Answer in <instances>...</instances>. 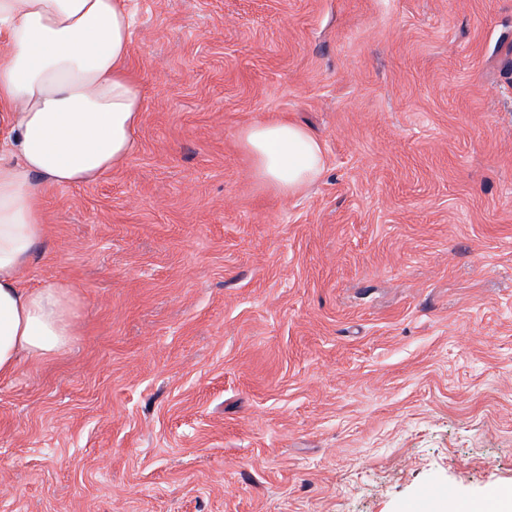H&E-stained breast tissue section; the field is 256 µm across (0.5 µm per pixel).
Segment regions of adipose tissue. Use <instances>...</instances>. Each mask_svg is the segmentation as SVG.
I'll return each instance as SVG.
<instances>
[{
	"instance_id": "1",
	"label": "adipose tissue",
	"mask_w": 512,
	"mask_h": 512,
	"mask_svg": "<svg viewBox=\"0 0 512 512\" xmlns=\"http://www.w3.org/2000/svg\"><path fill=\"white\" fill-rule=\"evenodd\" d=\"M129 0H0V378L70 342L69 287L29 288L46 238L39 186L91 184L136 148L141 87L128 72ZM255 175L282 195L319 180L322 143L305 127H244Z\"/></svg>"
}]
</instances>
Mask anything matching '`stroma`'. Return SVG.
I'll return each instance as SVG.
<instances>
[{"label": "stroma", "mask_w": 512, "mask_h": 512, "mask_svg": "<svg viewBox=\"0 0 512 512\" xmlns=\"http://www.w3.org/2000/svg\"><path fill=\"white\" fill-rule=\"evenodd\" d=\"M136 150L40 187L73 336L0 379V512L512 490V0H132ZM323 143L252 175L248 124ZM255 175L282 195H294L326 169L322 143L305 127L286 120L254 122L240 133Z\"/></svg>", "instance_id": "1"}]
</instances>
